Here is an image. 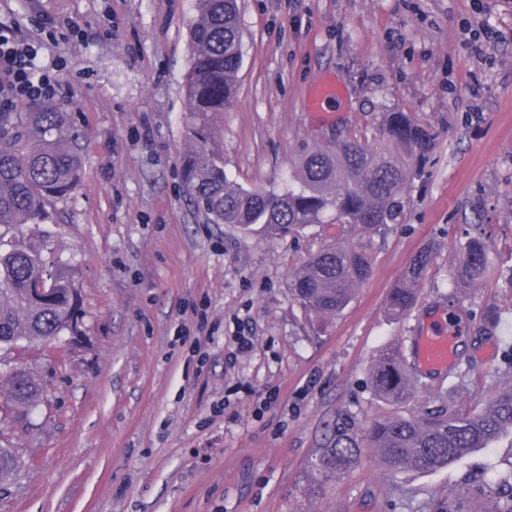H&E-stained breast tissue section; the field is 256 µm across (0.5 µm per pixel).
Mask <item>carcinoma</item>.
Here are the masks:
<instances>
[{
    "label": "carcinoma",
    "instance_id": "1",
    "mask_svg": "<svg viewBox=\"0 0 512 512\" xmlns=\"http://www.w3.org/2000/svg\"><path fill=\"white\" fill-rule=\"evenodd\" d=\"M193 52L185 81L187 134L193 144L183 172L193 205L211 224H235L249 232L260 224L278 234L309 224H351L365 238L399 224L405 211V185L411 167L433 147L434 134L406 112L384 115V138L369 147L357 137L315 149L299 173L281 190L244 189L232 184L224 160L212 148L210 116L224 111L235 89L243 56V32L237 0H200L191 31ZM83 158L73 123L57 107L34 112H0V227L23 228L45 220L44 204L69 194L80 179ZM433 261L427 246L413 258L401 282L391 289L388 313L409 314L419 301L418 286ZM491 261L482 225L471 224L459 244L456 279L477 286ZM372 272L371 256L362 246L328 245L312 255L289 280L295 299L315 316H334L346 308L357 287ZM51 289L36 300L31 289ZM74 279L61 266L46 262L42 250L0 235V424L25 419L42 397L30 371L7 359L65 333L75 335L80 308L72 301ZM372 393L397 405L416 381L404 351L386 348L368 374ZM512 432V385L498 388L481 408L462 409L442 402L415 415L393 413L374 422L369 447L383 468L429 473L458 464L478 448ZM360 445L347 428L338 427L310 462L313 477L342 475L356 462ZM505 468L486 479H469L448 497L429 503L430 512H512V456ZM20 451L0 446V483L19 475Z\"/></svg>",
    "mask_w": 512,
    "mask_h": 512
}]
</instances>
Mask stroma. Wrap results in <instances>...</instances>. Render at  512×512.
Listing matches in <instances>:
<instances>
[{"label":"stroma","instance_id":"stroma-1","mask_svg":"<svg viewBox=\"0 0 512 512\" xmlns=\"http://www.w3.org/2000/svg\"><path fill=\"white\" fill-rule=\"evenodd\" d=\"M238 3L236 93L211 117L229 179L284 187L315 147L379 145L384 113L407 112L435 146L406 185L403 219L368 243L347 224L279 235L208 223L181 179L200 0H0L1 23L56 31L39 64L61 68L57 105L83 157L79 184L46 201L43 224L0 232L71 273L83 315L78 336L25 359L43 396L0 428L27 461L0 484V512H428L512 455L510 436L447 469L394 476L367 447L348 473L311 485L310 461L337 427L365 438L451 385L420 376L397 406L367 386L375 356L409 348L425 312L468 309L454 359L479 382L457 403L512 383V0ZM327 74L346 89L330 118L305 106ZM477 201L494 270L464 288L453 272ZM338 241L366 243L373 271L343 312L319 319L288 283ZM428 245L416 308L389 317L390 290ZM238 336L251 349L239 352Z\"/></svg>","mask_w":512,"mask_h":512}]
</instances>
